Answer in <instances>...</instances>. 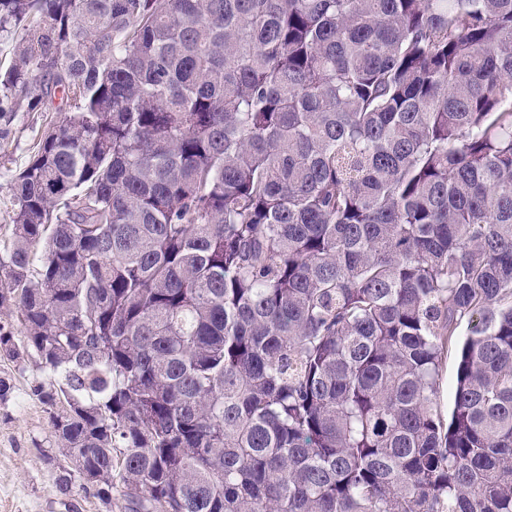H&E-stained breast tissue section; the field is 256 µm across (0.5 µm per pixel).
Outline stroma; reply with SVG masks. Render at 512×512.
Listing matches in <instances>:
<instances>
[{
	"label": "stroma",
	"instance_id": "35a3bbf8",
	"mask_svg": "<svg viewBox=\"0 0 512 512\" xmlns=\"http://www.w3.org/2000/svg\"><path fill=\"white\" fill-rule=\"evenodd\" d=\"M61 118L54 111H29L20 100L5 136H0V247L13 233L10 180L28 162L46 124ZM40 378L33 359L0 358V379L11 387L7 398L0 399V512H121L117 500L106 505L93 497L66 498L59 493L58 470L47 460L56 443L50 412L36 393Z\"/></svg>",
	"mask_w": 512,
	"mask_h": 512
}]
</instances>
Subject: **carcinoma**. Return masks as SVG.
<instances>
[{"label":"carcinoma","instance_id":"1","mask_svg":"<svg viewBox=\"0 0 512 512\" xmlns=\"http://www.w3.org/2000/svg\"><path fill=\"white\" fill-rule=\"evenodd\" d=\"M0 41V121L74 101L0 255L63 496L512 512V0H0ZM456 379V359L453 354H448L439 372V385L437 388L436 402L439 411L445 419L451 415L454 397L453 388Z\"/></svg>","mask_w":512,"mask_h":512}]
</instances>
